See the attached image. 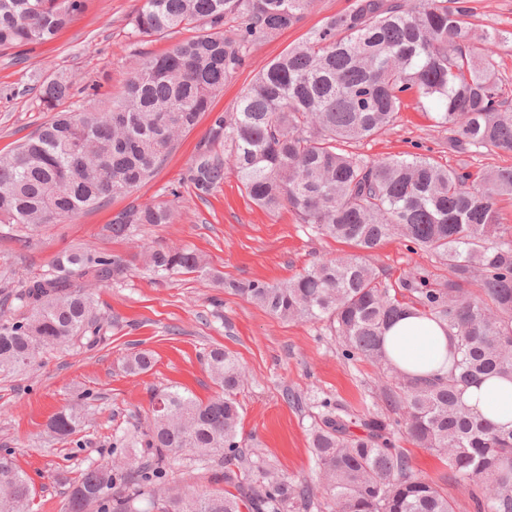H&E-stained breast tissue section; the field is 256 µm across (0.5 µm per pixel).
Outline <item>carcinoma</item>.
Segmentation results:
<instances>
[{
	"label": "carcinoma",
	"instance_id": "cac0c4a2",
	"mask_svg": "<svg viewBox=\"0 0 512 512\" xmlns=\"http://www.w3.org/2000/svg\"><path fill=\"white\" fill-rule=\"evenodd\" d=\"M313 3L140 0L129 32L134 43L178 29L197 35L143 57L124 92L94 112L56 111L72 98V82L65 75L47 80L39 100L55 115L0 154V224L33 231L133 192L207 112V136L188 175L197 196L221 187L231 166L257 206L287 207L300 223L358 250L284 283L228 288L281 320L327 323L347 357L361 356L382 371L384 403L397 419L317 403L310 444L326 505L314 485L279 474L242 448L246 374L232 352L215 347L204 360L216 395L202 401L177 386L152 390L144 424L112 434L111 461L88 466L72 482L67 512H140L145 498L157 512H309L325 505L332 512H455L447 491L418 475L394 446L393 423L445 459L447 479L475 484V512H512V428L462 401L476 381L512 380V230H503L496 207L498 196L512 195V167L474 174L466 161L453 169L422 153L370 159L346 149L387 133L402 112L434 106L451 151L512 154V99L494 51L505 37L474 27L468 0H352L256 74L231 109L213 111V97L244 67L250 47L293 27ZM85 7L86 0H0V50L54 39ZM173 220L166 203L132 205L112 216L108 229L129 237ZM393 237L436 256L448 275L379 280L368 257ZM140 259L162 276L209 273L186 246L146 248ZM128 268L120 255H55L47 270L18 285L13 311L0 314V371L30 366L49 349L107 341L111 324L98 314L90 288ZM406 312L448 326V370L420 377L391 362L383 335ZM153 365L149 351L136 350L123 370L139 375ZM82 419L64 407L49 427L64 440L79 432ZM126 448L135 449L133 466ZM216 455L224 470L214 481L227 486L224 492L166 491L176 458L206 462ZM33 495L25 475L1 457L0 512H30Z\"/></svg>",
	"mask_w": 512,
	"mask_h": 512
}]
</instances>
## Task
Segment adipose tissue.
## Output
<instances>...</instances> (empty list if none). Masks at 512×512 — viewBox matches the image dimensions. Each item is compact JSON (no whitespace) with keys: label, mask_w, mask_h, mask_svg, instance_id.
<instances>
[{"label":"adipose tissue","mask_w":512,"mask_h":512,"mask_svg":"<svg viewBox=\"0 0 512 512\" xmlns=\"http://www.w3.org/2000/svg\"><path fill=\"white\" fill-rule=\"evenodd\" d=\"M384 342L389 355L406 372L431 374L448 367V332L435 321L403 315L387 328ZM463 399L489 421L512 425V381L491 379L469 385Z\"/></svg>","instance_id":"ef3b65f1"}]
</instances>
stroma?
Listing matches in <instances>:
<instances>
[{
    "instance_id": "1",
    "label": "stroma",
    "mask_w": 512,
    "mask_h": 512,
    "mask_svg": "<svg viewBox=\"0 0 512 512\" xmlns=\"http://www.w3.org/2000/svg\"><path fill=\"white\" fill-rule=\"evenodd\" d=\"M352 0H315L292 28L253 46L247 65L230 78L213 106L230 107L241 88L289 47L342 12ZM138 0H88L52 42L0 51V152L15 148L48 121L39 101L43 82L64 74L74 82L84 109L99 107L121 93L136 61L189 38L183 30L142 45L128 37ZM209 117L183 133L168 158L140 188L111 198L99 209L60 224H49L17 241V232L0 224V308L10 293L4 278L21 282L43 273L59 252L78 248L133 258L142 247L188 246L206 261L205 274L162 278L135 265L127 278L95 288L98 311L112 322L108 340L94 349L62 348L32 368L0 375V457L11 459L36 489L32 512H66L68 488L89 463L111 457L115 431L132 427L149 409L152 389L169 384L208 399L217 387L201 361L221 346L245 368L249 382L240 395V436L246 448L281 474L315 481L316 466L308 430L314 403L328 399L352 413L376 401L381 375L360 358H346L336 336L321 322H287L266 313L227 289L230 281L276 284L303 273L314 263L352 254V247L318 235L288 209L267 212L245 195L234 172L210 195L197 197L189 168L204 140ZM431 151L441 163L459 166L448 148V134L422 113H402L395 128L357 145L371 158L404 157ZM178 197H171V190ZM167 202L177 210L174 223L144 226L129 240L107 229L114 214L129 204ZM371 262L384 282L409 273L442 274L438 260L413 252L393 239ZM152 352V370L126 374L125 355ZM96 398L81 431L67 440L52 436L51 416L76 403L82 393Z\"/></svg>"
}]
</instances>
